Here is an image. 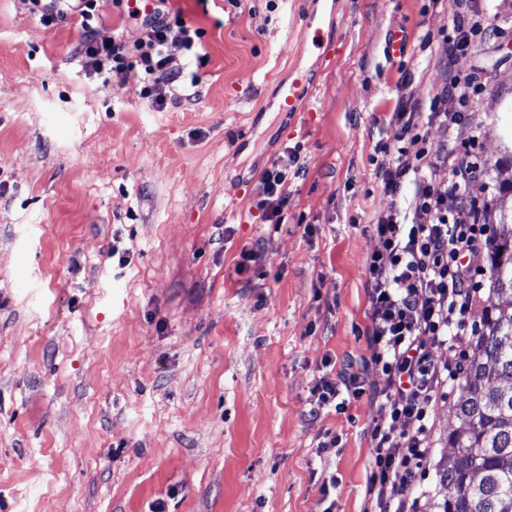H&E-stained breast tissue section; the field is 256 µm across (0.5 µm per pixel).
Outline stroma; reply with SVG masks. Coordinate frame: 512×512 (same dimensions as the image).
Segmentation results:
<instances>
[{"mask_svg": "<svg viewBox=\"0 0 512 512\" xmlns=\"http://www.w3.org/2000/svg\"><path fill=\"white\" fill-rule=\"evenodd\" d=\"M170 5L208 59L185 57L199 81L161 111L83 68L78 26L0 0V512H363L374 414L310 400L325 358L372 354L375 223L410 196L378 177L398 147L390 116L427 105L449 71L475 75L482 131L426 136L476 143L469 193L499 223L512 0H485L488 27L453 58L452 0ZM300 74L307 91L282 111ZM292 148L274 224L253 203ZM245 247L261 261L242 265ZM459 393L432 412L420 512L448 494ZM329 432L341 443L320 451Z\"/></svg>", "mask_w": 512, "mask_h": 512, "instance_id": "35a3bbf8", "label": "stroma"}]
</instances>
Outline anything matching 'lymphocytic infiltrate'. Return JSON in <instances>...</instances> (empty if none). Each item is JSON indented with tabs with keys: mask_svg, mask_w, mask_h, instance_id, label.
I'll list each match as a JSON object with an SVG mask.
<instances>
[{
	"mask_svg": "<svg viewBox=\"0 0 512 512\" xmlns=\"http://www.w3.org/2000/svg\"><path fill=\"white\" fill-rule=\"evenodd\" d=\"M41 23L54 27L69 14L80 17L82 30L78 55L83 67L103 78L121 76L134 81L142 97L163 109L175 104L184 68L176 51H192L204 33L172 10L169 0H156L143 17L136 37H99L95 22L97 0H23ZM479 84L475 77L449 72L428 107L402 106L392 118L411 149H398L392 167L381 171L387 193L410 186L407 213L390 211L378 217L380 251L366 267L370 286V336L374 351L369 364L384 376L382 387L365 388L363 372H342L337 378L322 375L311 394L313 410L336 402L367 398L389 423H375L369 432L370 475L365 512H418L419 501L410 495L422 463L431 451L430 414L438 396L455 385L468 366L467 348L477 333L469 317L480 290L476 274L487 266L489 229L483 210L465 200L468 185L481 171L482 161L473 146L435 149L429 146L423 127H452L464 119ZM297 153L285 162L273 163L261 176L262 190L255 203L267 221H280L288 208L289 166L297 165ZM448 167V188L440 190L434 174ZM464 199L455 212L444 206L446 195ZM447 348L451 359L436 358ZM405 433H396L395 423Z\"/></svg>",
	"mask_w": 512,
	"mask_h": 512,
	"instance_id": "f902f5d3",
	"label": "lymphocytic infiltrate"
}]
</instances>
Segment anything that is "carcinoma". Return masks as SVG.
Wrapping results in <instances>:
<instances>
[{
  "label": "carcinoma",
  "instance_id": "1",
  "mask_svg": "<svg viewBox=\"0 0 512 512\" xmlns=\"http://www.w3.org/2000/svg\"><path fill=\"white\" fill-rule=\"evenodd\" d=\"M488 248L490 292L512 299V228L501 223ZM456 411L455 453L438 472L448 496L434 512H512V303L485 310Z\"/></svg>",
  "mask_w": 512,
  "mask_h": 512
}]
</instances>
